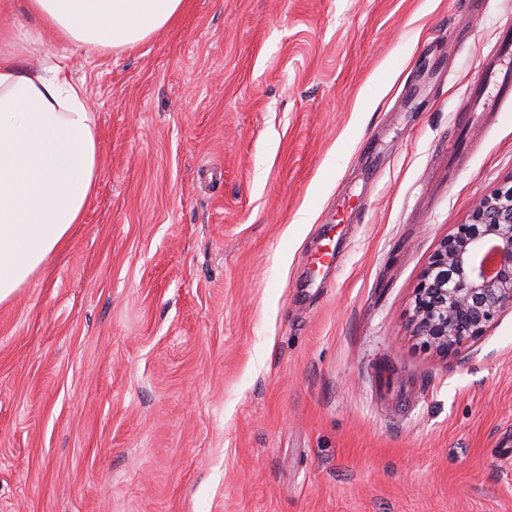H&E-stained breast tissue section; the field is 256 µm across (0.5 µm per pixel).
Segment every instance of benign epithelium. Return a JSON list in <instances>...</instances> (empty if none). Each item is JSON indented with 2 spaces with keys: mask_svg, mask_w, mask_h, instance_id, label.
I'll return each mask as SVG.
<instances>
[{
  "mask_svg": "<svg viewBox=\"0 0 512 512\" xmlns=\"http://www.w3.org/2000/svg\"><path fill=\"white\" fill-rule=\"evenodd\" d=\"M512 310V185L482 198L431 256L416 288L411 323L422 346L458 354Z\"/></svg>",
  "mask_w": 512,
  "mask_h": 512,
  "instance_id": "obj_1",
  "label": "benign epithelium"
}]
</instances>
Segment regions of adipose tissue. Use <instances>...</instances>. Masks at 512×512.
<instances>
[{
  "mask_svg": "<svg viewBox=\"0 0 512 512\" xmlns=\"http://www.w3.org/2000/svg\"><path fill=\"white\" fill-rule=\"evenodd\" d=\"M37 32H0V302L81 223L99 177L98 136L84 90L61 64L28 67L42 33L101 52L166 27L183 0H24Z\"/></svg>",
  "mask_w": 512,
  "mask_h": 512,
  "instance_id": "1",
  "label": "adipose tissue"
}]
</instances>
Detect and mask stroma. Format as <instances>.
Instances as JSON below:
<instances>
[{
	"label": "stroma",
	"instance_id": "obj_1",
	"mask_svg": "<svg viewBox=\"0 0 512 512\" xmlns=\"http://www.w3.org/2000/svg\"><path fill=\"white\" fill-rule=\"evenodd\" d=\"M510 16L184 0L130 49L45 35L100 171L0 303V512H512V311L448 357L410 327L440 241L512 180V103L451 155Z\"/></svg>",
	"mask_w": 512,
	"mask_h": 512
}]
</instances>
